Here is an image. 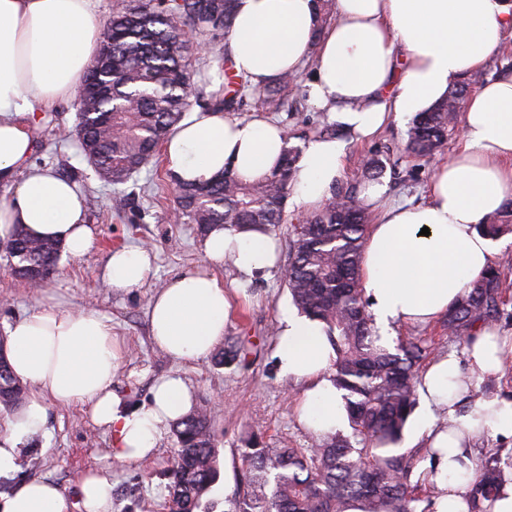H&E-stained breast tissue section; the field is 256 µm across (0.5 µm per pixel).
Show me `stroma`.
<instances>
[{
  "label": "stroma",
  "mask_w": 512,
  "mask_h": 512,
  "mask_svg": "<svg viewBox=\"0 0 512 512\" xmlns=\"http://www.w3.org/2000/svg\"><path fill=\"white\" fill-rule=\"evenodd\" d=\"M203 43L204 50L194 54L197 76L192 96L207 102L224 83V39L208 36ZM314 73L311 63L298 72L283 110L273 115L292 146L305 147L328 120L327 112L308 95ZM76 123V107L71 102L45 113L32 161L59 169L62 177L83 190L88 221L98 229L96 246L79 259L61 255L52 282L41 289L15 278L0 250V335L6 334L19 315L41 304L92 307L105 315L124 351L113 389L129 408L146 404L155 380L169 373L179 374L196 397L211 401L217 421L219 477L207 496L205 512H232L239 495L248 490L242 448L255 439L278 448H309L320 439L298 420L295 401L301 385L281 376L273 357L278 319L291 304L285 271L280 268L243 283L231 263L214 268L225 287L237 291L221 346L244 347L245 362L219 366L209 357L178 362L165 355L150 336L149 304L169 278L203 265L202 238L195 225L171 220L173 185L163 159L152 160L126 183H105L87 164L76 141L58 135ZM410 124L407 118L391 122L371 141L352 145L341 187L363 193L367 187L363 163L375 158L386 165L381 184L389 200L422 201L437 167L450 160L462 142L455 134L449 137L442 156L413 157L404 150ZM142 245L152 247L155 254L150 279L135 288L108 290L103 274L109 254ZM174 445L167 431L150 457L114 460L112 436L93 423L87 406L52 400L45 427L28 441L19 469L11 479L0 482V488L46 479L74 497L81 476L94 469L112 484V512H168L165 470Z\"/></svg>",
  "instance_id": "1"
}]
</instances>
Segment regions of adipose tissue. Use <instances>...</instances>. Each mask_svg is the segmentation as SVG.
I'll list each match as a JSON object with an SVG mask.
<instances>
[{
	"mask_svg": "<svg viewBox=\"0 0 512 512\" xmlns=\"http://www.w3.org/2000/svg\"><path fill=\"white\" fill-rule=\"evenodd\" d=\"M510 34L512 0H335L328 24L315 0H236L224 52L253 91L314 64L310 99L349 137L318 138L304 149L290 201L312 210L341 179L349 139L372 138L390 120L427 110L485 69ZM103 37L96 0H0V184L11 190L0 198V240L22 224L33 236L59 240L71 257L94 248L83 194L31 155L40 114L77 98ZM461 138L423 203L384 204L368 228L361 275L382 338L401 324L441 319L492 262L477 226L512 194V75L486 80L468 98ZM286 146L283 130L266 118L193 111L167 139L165 156L182 181L228 167L252 180L277 168ZM202 250L207 261H231L246 280L276 263L273 237L257 231L214 227ZM151 269L149 249L116 250L105 284L134 288ZM231 308L230 292L209 269L176 275L151 301V336L168 356L198 361L223 340ZM8 347L11 369L31 393L10 433L0 436V477L18 470L27 440L46 422L48 400L89 404L94 422L114 436L112 455L120 461L151 455L167 426L193 405L183 379L170 375L156 382L150 402L127 408L112 388L121 360L112 325L93 308L38 306L14 320ZM273 356L283 376L305 385L297 399L302 419L319 433L342 428L324 323L282 310ZM504 361V348L486 330L465 359L443 355L422 374L416 431L429 438L427 477L439 489L434 512H468L476 440H512V402L475 394L478 381ZM0 512H112V486L90 473L73 499L54 483L30 481L0 494Z\"/></svg>",
	"mask_w": 512,
	"mask_h": 512,
	"instance_id": "adipose-tissue-1",
	"label": "adipose tissue"
}]
</instances>
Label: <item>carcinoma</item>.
Returning a JSON list of instances; mask_svg holds the SVG:
<instances>
[{"mask_svg":"<svg viewBox=\"0 0 512 512\" xmlns=\"http://www.w3.org/2000/svg\"><path fill=\"white\" fill-rule=\"evenodd\" d=\"M235 0H115L104 39L91 70L87 92L77 102L74 128L81 151L107 183L127 182L153 159L175 126L191 109L196 71L189 59V35L176 18L187 19L196 33L221 29L229 34ZM287 74L259 91L261 107L278 112L293 81ZM476 73L451 87L432 107L417 113L408 130L406 151L432 159L442 151ZM247 82L232 76L213 109L240 112ZM300 150L290 147L279 166L256 182H245L232 169L199 183L173 180L179 221L205 233L224 227H268L286 222V203ZM367 209L352 191L339 190L321 208L292 225L285 279L292 302L304 315L325 323L336 358L332 381L342 391L350 434L324 435L312 448H246L244 476L269 489L244 494L235 512H415L436 487L413 480L414 456L398 448L416 404L417 369L428 356L421 337L382 342L363 302L360 263ZM491 239L512 234V198L478 225ZM11 272L39 288L54 275L62 248L51 239L32 238L15 225L5 243ZM504 255L466 284L443 320L448 335L471 343L484 328L504 316ZM24 397L7 355L0 356V407L8 411ZM176 448L170 460L169 512H198L218 471L213 417L204 401L173 424ZM506 478L499 458L490 457L467 486L470 512H486Z\"/></svg>","mask_w":512,"mask_h":512,"instance_id":"1","label":"carcinoma"}]
</instances>
